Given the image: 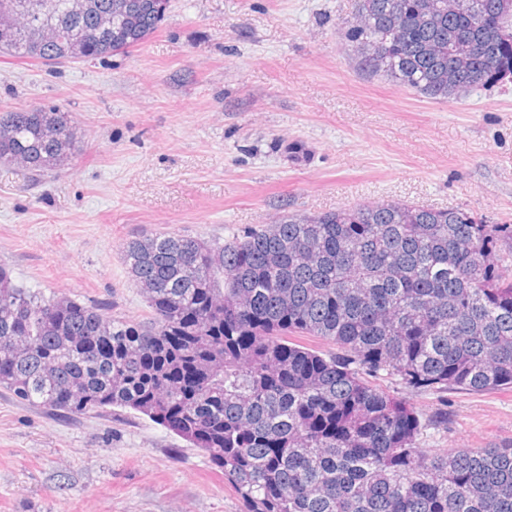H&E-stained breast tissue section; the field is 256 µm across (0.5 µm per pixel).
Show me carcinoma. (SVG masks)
Wrapping results in <instances>:
<instances>
[{
    "label": "carcinoma",
    "instance_id": "carcinoma-1",
    "mask_svg": "<svg viewBox=\"0 0 512 512\" xmlns=\"http://www.w3.org/2000/svg\"><path fill=\"white\" fill-rule=\"evenodd\" d=\"M0 15V53L43 28L45 64L142 44L168 0H91L60 21ZM129 4L107 36L98 15ZM356 0L359 66L431 99L512 81V0ZM69 113H0V161L35 173L78 150ZM152 318L17 284L0 266V387L54 413L131 410L205 452L249 512H512V443L424 454L423 414L371 384L512 387V225L401 202L289 215L224 242L125 247ZM314 337L345 350L325 354Z\"/></svg>",
    "mask_w": 512,
    "mask_h": 512
}]
</instances>
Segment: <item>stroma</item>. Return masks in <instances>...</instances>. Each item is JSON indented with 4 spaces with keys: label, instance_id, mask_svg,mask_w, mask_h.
<instances>
[{
    "label": "stroma",
    "instance_id": "stroma-1",
    "mask_svg": "<svg viewBox=\"0 0 512 512\" xmlns=\"http://www.w3.org/2000/svg\"><path fill=\"white\" fill-rule=\"evenodd\" d=\"M355 0H171L141 45L47 68L0 56V112L57 105L71 164L0 163L16 283L145 322L142 236L224 240L288 216L399 201L512 225V82L435 100L365 73ZM379 385L426 414V451L512 442V388ZM0 512H247L208 456L134 413L56 415L0 387Z\"/></svg>",
    "mask_w": 512,
    "mask_h": 512
}]
</instances>
